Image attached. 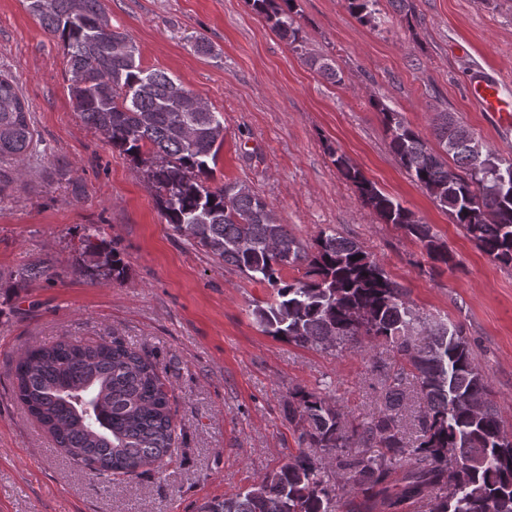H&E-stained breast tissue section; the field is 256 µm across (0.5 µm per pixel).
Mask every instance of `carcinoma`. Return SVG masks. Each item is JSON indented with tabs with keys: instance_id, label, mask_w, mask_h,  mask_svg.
I'll return each mask as SVG.
<instances>
[{
	"instance_id": "obj_1",
	"label": "carcinoma",
	"mask_w": 512,
	"mask_h": 512,
	"mask_svg": "<svg viewBox=\"0 0 512 512\" xmlns=\"http://www.w3.org/2000/svg\"><path fill=\"white\" fill-rule=\"evenodd\" d=\"M249 2L277 36L294 51L303 50L295 0ZM374 3L348 0V9L369 23ZM28 9L61 41L75 111L112 150L147 165L157 204L174 231L273 288V299L252 310L265 333L312 349L349 345L363 351L383 342L411 367L409 373L403 367L383 372V407L352 430L330 392L291 393L288 422L299 431L298 454L235 495L205 503L200 512H341L350 491L385 512H402L408 504L424 512H512V433L484 400L485 377L463 329L423 318L356 242L324 231L307 245L249 186H208L224 143L222 116L207 105L185 110L180 92L186 87L163 70L142 68L128 34L91 28L103 18L101 0H52L46 11L28 0ZM306 61L330 82H342L329 59ZM376 108L389 148L411 180L486 255L511 266L512 162L450 112L433 118L436 150L401 113L381 103ZM33 149L29 106L13 79L0 75V161L21 162ZM331 156L381 223L415 237L433 262L456 265L430 225L348 158L334 150ZM80 245L91 276L124 278L122 259L98 230L87 229ZM299 266L305 267L303 277H283L285 268ZM13 374L20 403L95 480L159 474L171 458L178 433L159 365L119 337L36 346L16 362ZM410 377L423 402L413 440L402 426ZM471 461L476 465L463 476L453 474L455 465ZM397 472L401 477L393 486Z\"/></svg>"
}]
</instances>
